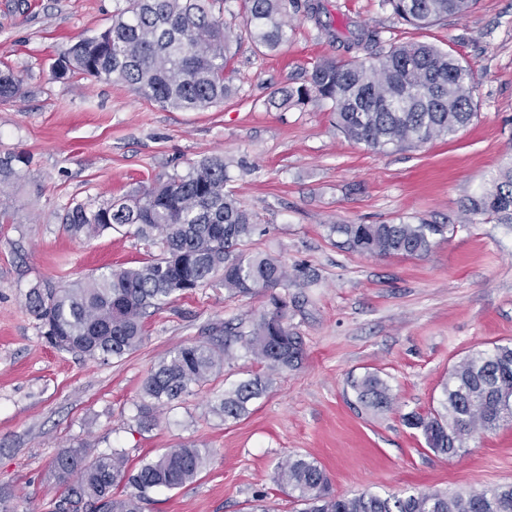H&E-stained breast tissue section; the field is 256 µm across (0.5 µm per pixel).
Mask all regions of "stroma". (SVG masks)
I'll return each instance as SVG.
<instances>
[{"label": "stroma", "instance_id": "35a3bbf8", "mask_svg": "<svg viewBox=\"0 0 512 512\" xmlns=\"http://www.w3.org/2000/svg\"><path fill=\"white\" fill-rule=\"evenodd\" d=\"M120 2L0 0V62L24 78L21 97L0 104V156L31 158L22 179L0 188V207L12 215L0 223V492L10 512H51L64 490L52 458L80 441L125 449L134 463L187 442L210 450L193 483L153 492L144 512H246L259 494L275 512H297L273 480L277 462L295 454L317 461L339 495L512 484V422L447 458L402 420L438 406L466 356L512 343V224L467 210L512 164V0H477L464 17L421 30L382 0H321L319 14H292L289 41L276 52L253 43L244 0H225L235 93L199 112L117 84L52 78L71 38L104 30ZM362 29L376 31L384 48L429 43L461 58L473 73V121L453 137L380 153L337 130L330 102L269 105L276 89L304 82L318 58L348 59ZM211 156L223 157L227 190L262 227L246 251L312 278L288 290V323L305 356L247 417L227 422L212 412L214 399L264 370L234 345L207 385L143 432L137 403L153 366L176 346L220 341L225 324L270 311L267 296H232L212 279L147 317L137 350L101 363L46 343L26 295L42 282L65 287L158 254L133 227L88 238L62 217ZM400 222L447 231L422 256L381 257L347 249L328 230ZM368 372L392 387L389 411L357 403L349 381Z\"/></svg>", "mask_w": 512, "mask_h": 512}]
</instances>
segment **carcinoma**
Here are the masks:
<instances>
[{
	"label": "carcinoma",
	"mask_w": 512,
	"mask_h": 512,
	"mask_svg": "<svg viewBox=\"0 0 512 512\" xmlns=\"http://www.w3.org/2000/svg\"><path fill=\"white\" fill-rule=\"evenodd\" d=\"M220 0H124L109 27L79 36L52 64L57 79L73 76L129 87L138 96L179 111H203L232 93L227 76L233 60L231 32L215 14ZM476 0H384L405 24L426 29L468 13ZM299 0H245L253 42L274 52L288 43V15ZM349 48L365 57L320 58L306 83L277 92L286 109L329 101L336 127L350 141L382 152L419 146L454 135L475 116L472 71L453 54L425 43L379 48L377 34L362 30ZM14 69H0V104L23 92ZM29 166L23 153L0 156V185L21 177ZM224 158H204L182 174L158 177L134 195L98 204H76L64 216L74 235L92 236L131 225L135 234L160 245V254L131 268H107L70 288L50 283L26 295V307L41 334L60 351L94 361L120 359L136 350L151 311L220 276L231 294H268L273 310L254 318L247 330L225 331L221 343H191L161 359L143 381L138 425L157 423V410L179 400L220 372L229 350L242 343L267 374L240 381L218 397L213 411L239 420L269 389L273 377L304 358L303 342L288 325L289 275L278 259L241 249L258 231L254 215L224 190ZM469 212L512 224V167L499 171L492 187L471 199ZM445 224H331L348 249L377 256H420L431 250ZM360 405L374 413L395 401L388 382L368 372L350 380ZM512 421V345H495L467 356L448 372L440 407L410 412L403 422L418 429L433 452L454 457L478 433ZM208 453L195 443L128 464L125 450L96 452L85 442L61 449L52 471L64 486L55 512H143L149 492L177 489L195 481ZM275 483L295 493L304 512H512V485L466 493L443 490L380 496L336 494L318 463L294 455L276 467Z\"/></svg>",
	"instance_id": "1"
}]
</instances>
